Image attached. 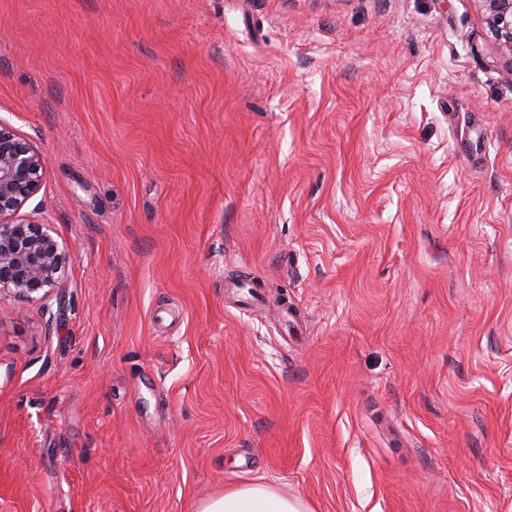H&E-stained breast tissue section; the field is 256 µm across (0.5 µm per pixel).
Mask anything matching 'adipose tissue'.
Returning <instances> with one entry per match:
<instances>
[{
    "instance_id": "ef3b65f1",
    "label": "adipose tissue",
    "mask_w": 512,
    "mask_h": 512,
    "mask_svg": "<svg viewBox=\"0 0 512 512\" xmlns=\"http://www.w3.org/2000/svg\"><path fill=\"white\" fill-rule=\"evenodd\" d=\"M199 512H308L300 499L288 498L272 486L255 483L225 491L204 501Z\"/></svg>"
}]
</instances>
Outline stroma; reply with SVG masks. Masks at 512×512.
<instances>
[{
  "instance_id": "35a3bbf8",
  "label": "stroma",
  "mask_w": 512,
  "mask_h": 512,
  "mask_svg": "<svg viewBox=\"0 0 512 512\" xmlns=\"http://www.w3.org/2000/svg\"><path fill=\"white\" fill-rule=\"evenodd\" d=\"M0 119L70 249L61 304L0 300V512H512L479 0H0ZM199 512H308L299 498L288 499L272 486L255 483L225 490L201 504Z\"/></svg>"
}]
</instances>
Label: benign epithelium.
I'll use <instances>...</instances> for the list:
<instances>
[{"label": "benign epithelium", "instance_id": "7a95c632", "mask_svg": "<svg viewBox=\"0 0 512 512\" xmlns=\"http://www.w3.org/2000/svg\"><path fill=\"white\" fill-rule=\"evenodd\" d=\"M484 20L512 55V0H480ZM45 172L40 151L0 120V298L49 301L63 288L69 257L43 212H23L39 191Z\"/></svg>", "mask_w": 512, "mask_h": 512}]
</instances>
